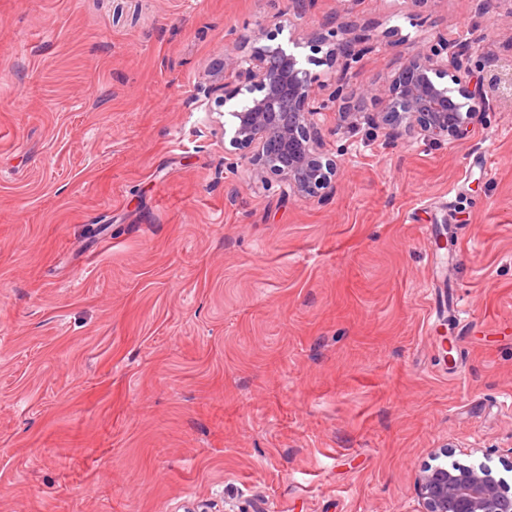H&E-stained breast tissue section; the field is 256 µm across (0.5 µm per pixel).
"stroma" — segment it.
Returning a JSON list of instances; mask_svg holds the SVG:
<instances>
[{
  "label": "stroma",
  "mask_w": 512,
  "mask_h": 512,
  "mask_svg": "<svg viewBox=\"0 0 512 512\" xmlns=\"http://www.w3.org/2000/svg\"><path fill=\"white\" fill-rule=\"evenodd\" d=\"M511 7L0 0V512H412L447 444L512 491V101L440 144L326 113L325 199L252 186L194 101L261 27L321 36L324 96L421 37L489 77ZM355 42L356 40L354 39H334L327 52L329 60H334V62H336L339 58L344 59V70H347L353 62H357L361 56L367 52H371L373 49V46H363L362 48L356 50L354 47Z\"/></svg>",
  "instance_id": "stroma-1"
}]
</instances>
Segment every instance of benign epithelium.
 Segmentation results:
<instances>
[{"instance_id": "obj_1", "label": "benign epithelium", "mask_w": 512, "mask_h": 512, "mask_svg": "<svg viewBox=\"0 0 512 512\" xmlns=\"http://www.w3.org/2000/svg\"><path fill=\"white\" fill-rule=\"evenodd\" d=\"M264 38L260 32L252 36L247 57L234 50L224 54L222 67L234 74L233 87L203 82L195 100L207 105L214 99L223 107L248 95L225 112L221 134L233 149L250 150L249 168L263 185L266 175L276 176L284 196L326 198L336 192L340 164L323 153L320 123V116L334 107L349 130L361 121L384 124L397 135L433 143L462 138L479 121L480 113L470 104L477 90L456 71L445 38L432 46L421 43L383 84L359 94L342 77L326 99L316 91L317 76L297 54L280 44H265ZM371 50L355 48L352 39L336 38L327 56L331 61L343 59L348 68ZM358 96L373 99L377 110L358 111L353 104ZM416 496L415 512H512V494L484 465L427 464L417 478Z\"/></svg>"}]
</instances>
